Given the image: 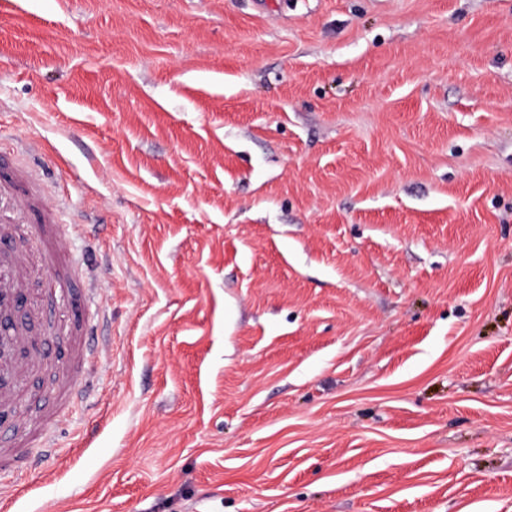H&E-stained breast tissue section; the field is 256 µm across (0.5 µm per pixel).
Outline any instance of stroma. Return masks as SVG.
Returning <instances> with one entry per match:
<instances>
[{
  "mask_svg": "<svg viewBox=\"0 0 512 512\" xmlns=\"http://www.w3.org/2000/svg\"><path fill=\"white\" fill-rule=\"evenodd\" d=\"M15 4L109 368L0 512H512V0Z\"/></svg>",
  "mask_w": 512,
  "mask_h": 512,
  "instance_id": "obj_1",
  "label": "stroma"
}]
</instances>
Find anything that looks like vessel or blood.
Returning a JSON list of instances; mask_svg holds the SVG:
<instances>
[{
    "label": "vessel or blood",
    "instance_id": "b4317fda",
    "mask_svg": "<svg viewBox=\"0 0 512 512\" xmlns=\"http://www.w3.org/2000/svg\"><path fill=\"white\" fill-rule=\"evenodd\" d=\"M59 207L48 205L39 196L27 172L14 166L0 165V410H10L24 399L20 381L38 373L49 362L39 343L14 315L33 278L45 277L46 286L39 312L45 324H52L55 305L76 300L79 306L97 302L98 289L75 295L73 277L64 266L68 254L65 227L59 224ZM94 327L84 318H75L68 330V341L53 362L65 371L75 361L99 357L93 344ZM50 429L26 437L18 429L9 439L0 438V490L21 483L26 471L17 467L22 448L48 447Z\"/></svg>",
    "mask_w": 512,
    "mask_h": 512
}]
</instances>
